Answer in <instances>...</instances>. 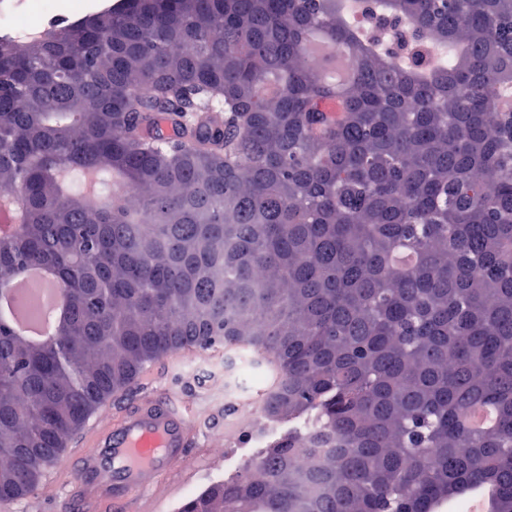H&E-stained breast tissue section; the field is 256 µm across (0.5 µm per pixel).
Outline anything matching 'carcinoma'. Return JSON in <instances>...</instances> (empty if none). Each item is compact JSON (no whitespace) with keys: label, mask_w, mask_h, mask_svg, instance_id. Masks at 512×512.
<instances>
[{"label":"carcinoma","mask_w":512,"mask_h":512,"mask_svg":"<svg viewBox=\"0 0 512 512\" xmlns=\"http://www.w3.org/2000/svg\"><path fill=\"white\" fill-rule=\"evenodd\" d=\"M376 2L412 42L339 0H121L0 39V281L47 267L67 309L49 346L0 330V503L146 365L234 342L278 360L284 429L179 512H512V0ZM328 442L311 486L294 457Z\"/></svg>","instance_id":"carcinoma-1"}]
</instances>
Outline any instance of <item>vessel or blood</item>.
Returning <instances> with one entry per match:
<instances>
[{
  "label": "vessel or blood",
  "mask_w": 512,
  "mask_h": 512,
  "mask_svg": "<svg viewBox=\"0 0 512 512\" xmlns=\"http://www.w3.org/2000/svg\"><path fill=\"white\" fill-rule=\"evenodd\" d=\"M209 425L164 391L95 421L82 439L75 475L83 507L102 512H159L152 492L188 461L191 441Z\"/></svg>",
  "instance_id": "b4317fda"
}]
</instances>
